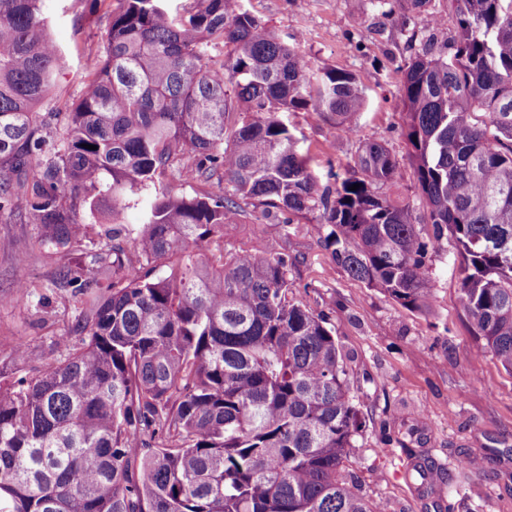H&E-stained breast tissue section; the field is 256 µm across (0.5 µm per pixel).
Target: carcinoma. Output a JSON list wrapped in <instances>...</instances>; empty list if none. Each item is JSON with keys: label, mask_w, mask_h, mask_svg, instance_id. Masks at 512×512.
I'll return each mask as SVG.
<instances>
[{"label": "carcinoma", "mask_w": 512, "mask_h": 512, "mask_svg": "<svg viewBox=\"0 0 512 512\" xmlns=\"http://www.w3.org/2000/svg\"><path fill=\"white\" fill-rule=\"evenodd\" d=\"M44 2L0 0V215L68 254L84 193L108 204L112 245L89 240L91 263L48 284L78 304L65 354L34 376L0 367V512H385L347 470L359 400L334 330L291 297L288 254L230 247L224 226L240 199L286 225L316 213L334 261L410 310L431 304L425 259L449 234L468 330L512 373V0H448L451 37L432 0H373L414 17L404 136L431 237L379 193L401 178L379 142L319 189L288 114L352 134L363 92L242 0H117L65 112L37 111L67 65ZM130 204L138 224L120 221Z\"/></svg>", "instance_id": "1"}]
</instances>
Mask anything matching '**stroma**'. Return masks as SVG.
I'll return each instance as SVG.
<instances>
[{
  "label": "stroma",
  "mask_w": 512,
  "mask_h": 512,
  "mask_svg": "<svg viewBox=\"0 0 512 512\" xmlns=\"http://www.w3.org/2000/svg\"><path fill=\"white\" fill-rule=\"evenodd\" d=\"M275 36L299 50L317 70L352 73L366 106L350 137L332 119L310 110L291 113L299 150L311 158L320 184L334 183L356 168L360 141L384 144L402 162L401 179L382 185L383 195L424 215L426 204L404 158L403 66L411 54L402 15L380 14L372 0H244ZM49 35L69 55L40 111L65 109L88 77L85 56L105 47L109 4L90 12L85 0H47ZM254 208L224 230L225 242L293 259L294 295L323 314L335 330L352 395L360 400L362 428L351 450V470L364 494L387 512H512V375L492 355L475 357L477 341L465 324L459 274L449 242L430 252L426 265L435 282L429 310H408L379 289L352 278L322 243L315 217L284 226L256 221ZM37 225L0 219V364L20 374L43 371L61 350L77 304L64 289L48 285L67 257L33 248ZM28 285L20 293V285ZM27 343L15 360V338ZM483 466L467 471L463 457ZM434 462L429 479L420 465Z\"/></svg>",
  "instance_id": "obj_1"
}]
</instances>
